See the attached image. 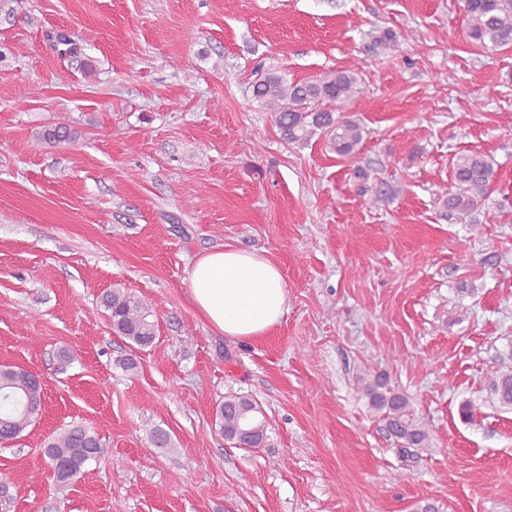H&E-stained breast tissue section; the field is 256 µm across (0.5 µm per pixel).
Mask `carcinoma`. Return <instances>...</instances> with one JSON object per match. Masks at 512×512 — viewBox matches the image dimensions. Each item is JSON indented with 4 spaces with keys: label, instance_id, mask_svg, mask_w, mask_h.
<instances>
[{
    "label": "carcinoma",
    "instance_id": "obj_1",
    "mask_svg": "<svg viewBox=\"0 0 512 512\" xmlns=\"http://www.w3.org/2000/svg\"><path fill=\"white\" fill-rule=\"evenodd\" d=\"M468 22L470 39L480 46L498 50L512 48V0H461ZM47 46L62 59L76 58L81 47L63 28L45 31ZM252 98L271 111L282 138L304 147L315 137L330 151L348 158L362 143L365 128L351 113L341 111L342 104L364 96L362 78L354 68L328 70L312 80L290 82L276 72L260 74L250 85ZM47 144H71L77 132L66 123L51 125L39 133ZM496 175L492 159L467 152L452 160L454 190L440 196L442 207L461 216L481 205ZM112 330L133 350H145L158 337V324L151 305L116 283L100 298ZM358 389L368 408L385 422L389 433L400 445L402 458L409 448L430 446V432L411 410L406 394L394 389L384 372L366 370L358 377ZM491 390L499 404L512 409V364L501 363L491 381ZM46 395L44 386L35 382L30 371L13 365H0V436L16 440L41 419ZM212 428L224 440L239 448L268 447V424L261 407L247 395L230 393L217 403ZM156 448L172 447L171 435L155 426L148 432ZM102 440L88 428L67 425L50 435L43 445V458L58 485H69L86 465L106 455Z\"/></svg>",
    "mask_w": 512,
    "mask_h": 512
}]
</instances>
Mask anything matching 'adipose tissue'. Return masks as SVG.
<instances>
[{
    "mask_svg": "<svg viewBox=\"0 0 512 512\" xmlns=\"http://www.w3.org/2000/svg\"><path fill=\"white\" fill-rule=\"evenodd\" d=\"M192 304L214 332L250 341L268 334L287 311L280 268L259 253L227 247L192 265Z\"/></svg>",
    "mask_w": 512,
    "mask_h": 512,
    "instance_id": "adipose-tissue-1",
    "label": "adipose tissue"
}]
</instances>
